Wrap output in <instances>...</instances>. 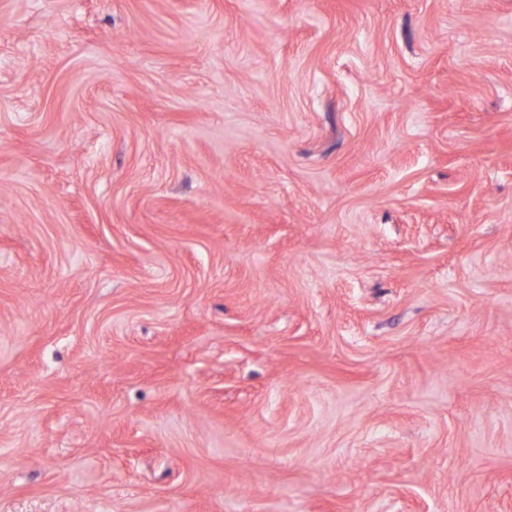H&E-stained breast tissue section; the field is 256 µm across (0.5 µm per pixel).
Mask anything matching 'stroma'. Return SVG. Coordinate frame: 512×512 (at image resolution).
Returning <instances> with one entry per match:
<instances>
[{"label":"stroma","mask_w":512,"mask_h":512,"mask_svg":"<svg viewBox=\"0 0 512 512\" xmlns=\"http://www.w3.org/2000/svg\"><path fill=\"white\" fill-rule=\"evenodd\" d=\"M0 512H512V0H0Z\"/></svg>","instance_id":"1"}]
</instances>
